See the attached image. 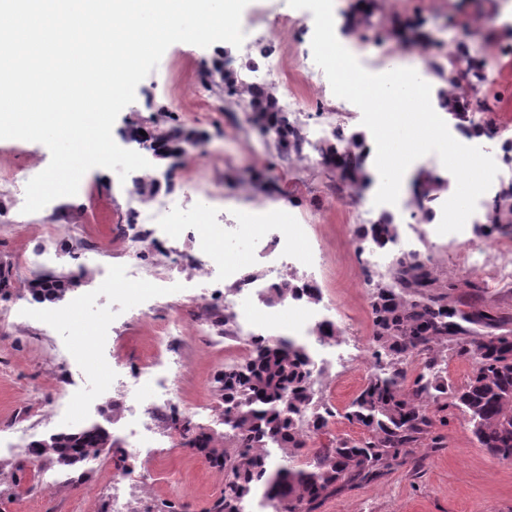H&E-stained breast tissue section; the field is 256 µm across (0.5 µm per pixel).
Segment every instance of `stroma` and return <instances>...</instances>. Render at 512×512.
<instances>
[{
    "instance_id": "1",
    "label": "stroma",
    "mask_w": 512,
    "mask_h": 512,
    "mask_svg": "<svg viewBox=\"0 0 512 512\" xmlns=\"http://www.w3.org/2000/svg\"><path fill=\"white\" fill-rule=\"evenodd\" d=\"M369 24L353 32L357 0H334L342 18L338 41L354 46L355 56L369 71H379L407 59L404 49L414 31L427 33L426 51L441 53L459 44L484 60L491 74L474 88L478 98L490 100L494 110L488 124L512 137V83L501 73L511 58L512 0H371ZM246 41L259 53L246 59L260 67L262 49L279 54L288 72H296L299 58L311 46L313 14L291 8L287 0H250L242 13ZM234 46L201 48L171 45L157 68L142 80L135 100L118 115L112 135L127 147V132L144 119L156 117L158 126L198 136L187 145L181 162L167 180L157 168L143 172L146 181H159V192L184 200L176 236L159 246L150 233L126 240L124 228L132 212L129 183L109 169L95 167L81 179L76 195L51 201L38 212L16 207L9 174L32 178L50 162L49 149L40 143L0 139V266L10 270L12 290L0 297V512H156L174 502L182 512H208L224 488V471L203 453L183 446L175 423L220 434L224 431L216 378L225 362H239L243 338L220 349L197 328L211 316L224 314V284L207 276L193 261L204 234V223L223 233L228 257L246 256V273L267 276L276 259L266 249L265 235L240 224L244 210L267 208L277 214L279 232H296L297 263H311L329 315L344 337L357 336L366 347L344 361L325 359L318 390L322 400L344 410L359 393L369 374L373 316L370 288L361 252L370 241L357 235L373 217L365 210L380 185L375 167H368L370 184L345 194L336 186V169L319 157L280 161L272 138L261 136L251 113L241 111L234 97L204 86L199 73L229 57H240ZM300 108L293 118L305 128L344 124L347 133L374 138L361 123V112L342 111L330 84H312L299 92ZM273 181L281 192L268 196L263 182ZM401 223L398 250L419 251L432 257L441 280L457 283L465 295L466 280L483 275L501 254L496 237L476 234L465 225L463 235L438 234L435 226L420 223L417 211L405 205L394 209ZM41 224L55 225L54 235L38 233ZM476 251L479 263L464 265L459 254ZM37 257L32 266L18 262L20 252ZM183 269L171 282L172 257ZM86 275L70 296L56 302L70 318L52 320L45 304L25 291L35 274L44 270ZM186 317L189 326L179 352L187 368L162 426L165 433L155 447L138 448L126 420L112 413V395L102 379L135 373L152 348L154 330L165 321ZM108 322L107 335L91 333L94 324ZM83 392L80 400L64 403L61 382ZM435 426L440 443L425 442L415 449L408 465L380 480L346 490L327 499L319 512H512V464L498 461L473 438L466 418L444 400ZM101 423L118 440L135 475L113 485L117 472L111 455L67 470L23 451L28 441Z\"/></svg>"
}]
</instances>
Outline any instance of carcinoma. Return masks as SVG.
<instances>
[{
	"label": "carcinoma",
	"instance_id": "cac0c4a2",
	"mask_svg": "<svg viewBox=\"0 0 512 512\" xmlns=\"http://www.w3.org/2000/svg\"><path fill=\"white\" fill-rule=\"evenodd\" d=\"M429 76L440 83L442 107L448 99L467 98V91L485 79L483 63L470 59L462 68L448 60L434 64ZM248 105L260 129L275 136L280 157L300 156L304 138L287 113L275 108L273 97L258 89ZM190 137L179 129L150 131L149 149L177 156ZM364 139L333 128L332 139L321 143V156L332 159L344 151L343 180L367 184ZM476 233L495 231L512 236V182L494 200L489 220L475 225ZM360 237L379 249L396 244L400 225L384 214L359 228ZM372 288V370L360 392L345 408L343 418L361 429L357 439L336 437L315 447L299 465L271 456L270 448L300 453L308 433H325L336 413L310 382L316 346L327 339L340 343L341 330L323 320L310 330L309 340L263 336L251 332L255 344L240 364L224 366L217 377L224 416V448L200 431L190 438L192 448L205 451L224 469V489L211 512H246L257 502L267 512L277 501L283 512H317L327 499L362 484L376 482L394 467L412 460V449L431 438L430 407L452 395L467 417L471 433L489 454L512 459V317L485 303L482 286L471 283L474 297L452 296L454 285L439 279L429 258L418 251L403 252L383 272L367 271ZM80 275L48 271L30 280L27 291L40 303H55L74 290ZM298 276H281L279 287L266 297L270 307L285 298L308 299L296 287ZM471 362L466 383L455 387L445 376L448 356ZM112 434L96 423L63 431L29 444L28 453L60 467L72 468L89 454L113 451L116 466L124 457Z\"/></svg>",
	"mask_w": 512,
	"mask_h": 512
}]
</instances>
